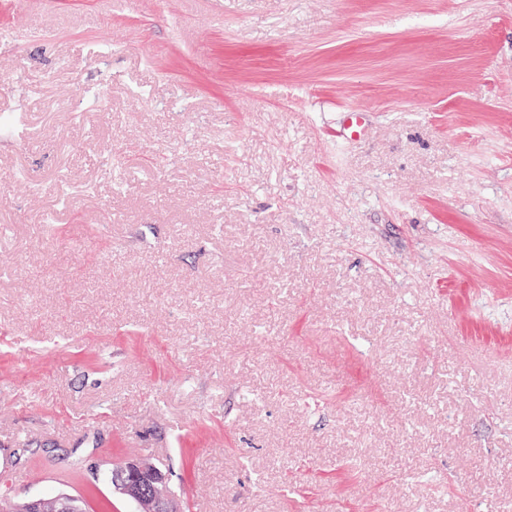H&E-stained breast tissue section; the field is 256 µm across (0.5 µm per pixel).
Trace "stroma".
I'll list each match as a JSON object with an SVG mask.
<instances>
[{
    "mask_svg": "<svg viewBox=\"0 0 512 512\" xmlns=\"http://www.w3.org/2000/svg\"><path fill=\"white\" fill-rule=\"evenodd\" d=\"M0 114L19 498L512 512V0H0ZM370 113L365 111L344 112L340 122L339 131L341 136L351 141L360 140L368 124ZM113 490L139 504L149 512H181L178 501L163 491L166 475L152 465L140 461H124L112 465Z\"/></svg>",
    "mask_w": 512,
    "mask_h": 512,
    "instance_id": "stroma-1",
    "label": "stroma"
}]
</instances>
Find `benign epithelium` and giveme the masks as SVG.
<instances>
[{
    "mask_svg": "<svg viewBox=\"0 0 512 512\" xmlns=\"http://www.w3.org/2000/svg\"><path fill=\"white\" fill-rule=\"evenodd\" d=\"M113 490L139 504L147 512H181L178 501L163 491L166 475L152 465L140 461H124L112 465ZM25 512H74L71 496L30 498Z\"/></svg>",
    "mask_w": 512,
    "mask_h": 512,
    "instance_id": "benign-epithelium-1",
    "label": "benign epithelium"
}]
</instances>
